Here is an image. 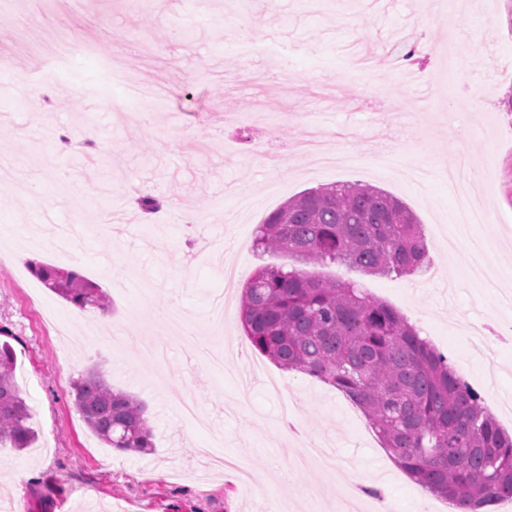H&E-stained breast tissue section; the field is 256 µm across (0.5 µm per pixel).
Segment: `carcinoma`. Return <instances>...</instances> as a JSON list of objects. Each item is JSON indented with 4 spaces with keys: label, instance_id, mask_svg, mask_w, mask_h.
I'll list each match as a JSON object with an SVG mask.
<instances>
[{
    "label": "carcinoma",
    "instance_id": "cac0c4a2",
    "mask_svg": "<svg viewBox=\"0 0 512 512\" xmlns=\"http://www.w3.org/2000/svg\"><path fill=\"white\" fill-rule=\"evenodd\" d=\"M263 252L305 264L347 263L368 275H410L431 263L421 224L402 202L370 185L305 191L270 213L254 241ZM32 272L66 301L106 311L99 286L44 265ZM239 320L264 356L319 378L363 410L379 441L430 492L474 507L512 498V438L461 383L430 343L355 281L317 278L302 268L263 265L246 279ZM87 427L118 450L153 447L141 403L99 370L74 386ZM33 410L0 344V447L37 440Z\"/></svg>",
    "mask_w": 512,
    "mask_h": 512
}]
</instances>
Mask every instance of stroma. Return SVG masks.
Returning <instances> with one entry per match:
<instances>
[{
	"instance_id": "35a3bbf8",
	"label": "stroma",
	"mask_w": 512,
	"mask_h": 512,
	"mask_svg": "<svg viewBox=\"0 0 512 512\" xmlns=\"http://www.w3.org/2000/svg\"><path fill=\"white\" fill-rule=\"evenodd\" d=\"M51 28L28 19L20 0H0V248L32 224H77L85 235L70 260L31 248L0 262V328L8 330L18 385L34 407L35 447H0V512H264L282 500L290 512H336L343 482L316 467L295 468L303 446L334 447L336 465L386 493L394 512H445L447 503L414 483L382 448L364 414L332 386L281 369L261 355L239 322L243 280L226 284L219 262L243 272L270 264L297 266L292 255L261 253L259 224L301 192L368 184L404 202L431 246L432 266L407 276H365L345 264L310 273L356 281L417 325L457 376L495 407L512 431V341L492 342L487 368L463 341L464 322L512 330V307L498 305L437 236L452 221L455 194L441 176L442 159L465 157L489 170L490 189L470 187L489 216L488 231L512 260V0H459L444 46V24L426 0H39ZM67 37L90 47L58 78L41 81L35 67L44 42ZM419 53L402 72L349 65L350 52L375 58L401 45ZM120 54L149 105L113 82ZM224 57L223 71L209 65ZM456 66L467 100L439 89L433 75ZM41 110H33V100ZM404 101L401 112L388 109ZM100 135L96 152L60 151L56 133ZM320 129L332 147L361 156L353 169L315 171L294 141ZM256 208L236 217L239 186ZM161 204L141 208L139 197ZM76 272L108 295L109 313L81 310L46 288L31 264ZM223 296L222 377L206 367L197 341L211 338L205 318ZM177 310L191 339L172 338L158 307ZM111 328L119 343L70 344L65 332ZM146 408L149 452L101 443L73 404V385L91 369ZM291 386L297 411L283 412L265 377ZM180 391L207 422L183 419L166 393ZM221 430L219 454L264 472V486H242L235 473L198 456ZM30 473L16 487L17 470Z\"/></svg>"
}]
</instances>
